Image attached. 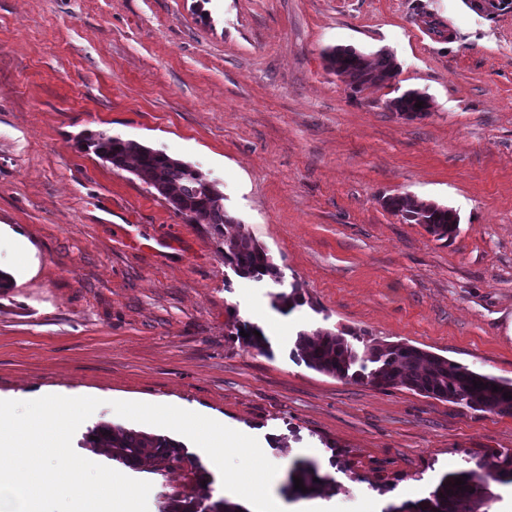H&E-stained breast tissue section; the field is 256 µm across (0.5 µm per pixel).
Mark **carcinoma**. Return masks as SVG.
<instances>
[{
    "instance_id": "cac0c4a2",
    "label": "carcinoma",
    "mask_w": 512,
    "mask_h": 512,
    "mask_svg": "<svg viewBox=\"0 0 512 512\" xmlns=\"http://www.w3.org/2000/svg\"><path fill=\"white\" fill-rule=\"evenodd\" d=\"M325 59L338 77L344 78L354 90L398 73L394 56L378 51L366 55L352 47L336 46L325 52ZM421 107H415L418 102ZM399 112H409L422 118L431 112V99L418 90H407L390 102ZM81 147L113 167L130 171L154 189L172 206L175 212L191 224H205L210 235L221 242L227 231H233L224 263L243 278L261 280L265 277L277 282L280 272L266 249L244 231V225L224 209V193L217 182L210 180L198 167L174 158L162 150L153 149L136 140L114 136L105 131L85 132L80 136ZM385 207L408 224H420L436 240L448 243L459 229L457 212L433 202L419 201L407 194L395 195L384 201ZM303 303L299 286L291 292L272 296L275 308L291 311ZM363 344L359 356L350 343ZM296 356L315 371L338 378L366 379L381 388L405 387L439 401L464 405L500 416H512V380L481 373L446 357L402 342H370L360 334L342 329L338 332H301L295 342ZM362 359L360 370H352L357 359ZM373 364L367 369V364ZM484 384L474 387V382ZM499 390L492 391L493 386ZM509 397H503V394ZM86 444L95 451L101 449L114 461L132 468L144 459L154 465V472L163 474L190 466L193 474L190 491L176 492L167 498L161 512H245L236 502L214 498L202 466L184 449V445L164 435H154L119 425L101 422L86 436ZM300 478L307 492L295 488L294 479ZM462 478L463 485L455 484ZM512 485V455L492 454L481 458L475 467L447 474L441 478L428 496L406 500L386 512H489L496 494L491 482ZM335 482L319 473L315 463L296 460L288 473L286 489L298 497H312L325 493Z\"/></svg>"
}]
</instances>
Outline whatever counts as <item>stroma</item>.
<instances>
[{"mask_svg":"<svg viewBox=\"0 0 512 512\" xmlns=\"http://www.w3.org/2000/svg\"><path fill=\"white\" fill-rule=\"evenodd\" d=\"M452 28L445 41L433 23ZM391 52L352 90L323 52ZM417 89L413 120L388 104ZM106 131L201 168L279 281L239 277L202 224L77 143ZM453 208L436 240L384 206ZM0 399L170 404L256 437L285 512H386L492 452L512 416L316 372L299 332L402 341L512 379V12L463 0H0ZM299 284L284 313L273 294ZM268 323L266 353L241 324ZM298 459L331 494L284 492ZM419 101H423V105H421V108H416L415 104L419 103ZM389 106L390 108L393 106L397 111H399L397 112L392 109L393 112L402 118H405L406 114L401 112H409L413 114V118H422L428 115L432 109L431 99L429 96L414 89L405 91L401 96L391 101Z\"/></svg>","mask_w":512,"mask_h":512,"instance_id":"obj_1","label":"stroma"}]
</instances>
